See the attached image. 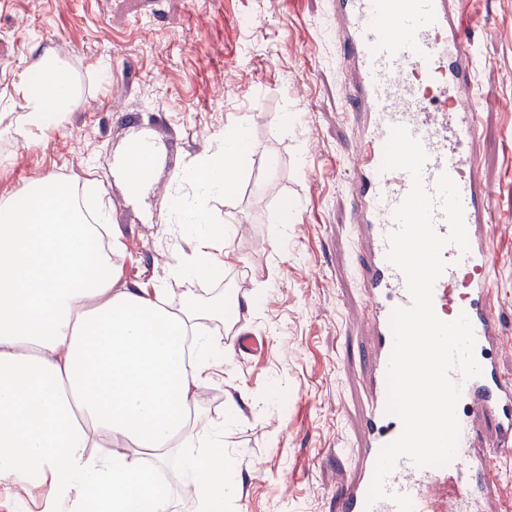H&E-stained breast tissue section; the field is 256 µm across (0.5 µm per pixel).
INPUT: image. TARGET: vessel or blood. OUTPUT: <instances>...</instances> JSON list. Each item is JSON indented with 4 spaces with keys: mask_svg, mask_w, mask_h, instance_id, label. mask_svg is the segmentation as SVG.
Returning a JSON list of instances; mask_svg holds the SVG:
<instances>
[{
    "mask_svg": "<svg viewBox=\"0 0 512 512\" xmlns=\"http://www.w3.org/2000/svg\"><path fill=\"white\" fill-rule=\"evenodd\" d=\"M337 35L349 60L344 87L358 125L350 160V222L364 243L356 255L368 336L361 385L362 439L354 450L341 512H399L390 500L369 502L381 449L402 431L387 409V371L393 349V309L411 304L403 274L387 259L393 211L412 186L403 170H383L392 126L401 125L427 154L422 179L434 190L441 174L457 184L468 235L467 252L447 246L448 266L434 286L437 316L467 315L474 331L479 376L463 382L457 405L460 439L442 466L399 458L386 480L408 495L414 512H490L501 488L487 472L512 456V377L500 367L503 324L494 299L495 253L490 224L493 193L479 180L482 132L476 107L477 61L466 37L460 0H336Z\"/></svg>",
    "mask_w": 512,
    "mask_h": 512,
    "instance_id": "b4317fda",
    "label": "vessel or blood"
}]
</instances>
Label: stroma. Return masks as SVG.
<instances>
[{
	"mask_svg": "<svg viewBox=\"0 0 512 512\" xmlns=\"http://www.w3.org/2000/svg\"><path fill=\"white\" fill-rule=\"evenodd\" d=\"M466 9L479 61L480 174L498 192L500 362L512 376V0H466ZM335 24L331 0H0V198L48 174L82 194L95 174L122 236L112 256L119 285L183 289L168 276L189 248L172 234L171 199L225 133L249 131L248 164L207 210L209 223L236 230L232 242H212L230 258L211 294L262 293L258 310L209 327L223 338L244 325L266 340L257 354L231 355L199 398L223 424L240 474L227 512H338L353 466L367 340L349 222L350 73L337 62ZM47 52L74 86L73 108L62 125L23 138L16 86ZM143 138L158 164L133 192L116 161ZM286 199L295 221L275 223Z\"/></svg>",
	"mask_w": 512,
	"mask_h": 512,
	"instance_id": "1",
	"label": "stroma"
}]
</instances>
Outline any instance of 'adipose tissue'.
Listing matches in <instances>:
<instances>
[{
  "label": "adipose tissue",
  "mask_w": 512,
  "mask_h": 512,
  "mask_svg": "<svg viewBox=\"0 0 512 512\" xmlns=\"http://www.w3.org/2000/svg\"><path fill=\"white\" fill-rule=\"evenodd\" d=\"M20 92L23 137L62 123L74 102L49 52ZM250 154L238 129L187 174L191 192L174 195L171 211L176 237L193 246L169 277L204 286L224 267L211 242L232 228L207 224V204L232 191ZM74 197L47 175L0 200V491L39 512H174L171 486L153 483L174 455L180 479L200 489L196 512H224L239 473L197 406L225 359L199 323L223 315L224 300L117 288Z\"/></svg>",
  "instance_id": "ef3b65f1"
}]
</instances>
